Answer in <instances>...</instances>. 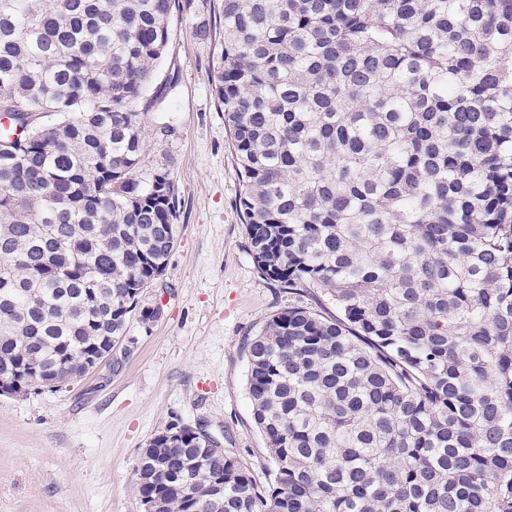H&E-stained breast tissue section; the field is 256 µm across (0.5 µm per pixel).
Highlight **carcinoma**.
Returning <instances> with one entry per match:
<instances>
[{"mask_svg":"<svg viewBox=\"0 0 512 512\" xmlns=\"http://www.w3.org/2000/svg\"><path fill=\"white\" fill-rule=\"evenodd\" d=\"M194 0H0V373L123 344L178 197L137 102ZM214 95L260 274L314 288L247 344L272 459L171 423L156 512H512V0H224Z\"/></svg>","mask_w":512,"mask_h":512,"instance_id":"cac0c4a2","label":"carcinoma"}]
</instances>
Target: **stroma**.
Returning <instances> with one entry per match:
<instances>
[{
    "label": "stroma",
    "mask_w": 512,
    "mask_h": 512,
    "mask_svg": "<svg viewBox=\"0 0 512 512\" xmlns=\"http://www.w3.org/2000/svg\"><path fill=\"white\" fill-rule=\"evenodd\" d=\"M214 24L194 36V14H174L150 91L139 174L170 170L179 200L164 274L131 316L123 348L96 373L57 393L0 396V512H144L137 467L172 419L203 426L258 483L270 458L246 390L248 338L309 291L269 283L248 250L239 181L211 72L224 47L223 0H204Z\"/></svg>",
    "instance_id": "35a3bbf8"
}]
</instances>
